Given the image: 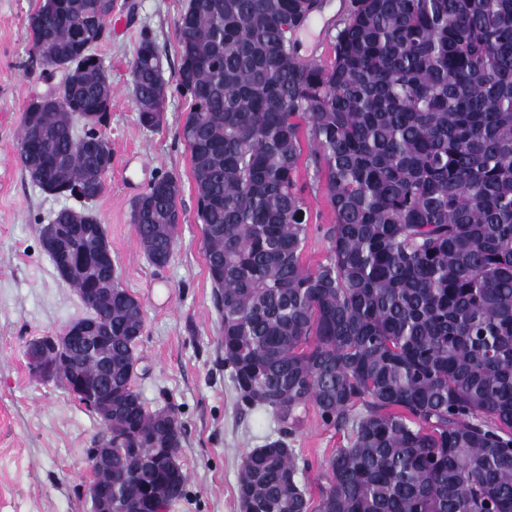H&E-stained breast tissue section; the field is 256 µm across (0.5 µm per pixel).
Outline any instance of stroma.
Returning a JSON list of instances; mask_svg holds the SVG:
<instances>
[{"instance_id": "1", "label": "stroma", "mask_w": 512, "mask_h": 512, "mask_svg": "<svg viewBox=\"0 0 512 512\" xmlns=\"http://www.w3.org/2000/svg\"><path fill=\"white\" fill-rule=\"evenodd\" d=\"M343 0H328L322 14L298 32L304 57L325 59L324 30ZM122 33L99 44L108 70L112 106L104 132L112 144L105 191L89 206L107 231L120 283L143 305L145 328L134 386L148 410L175 406L184 427L178 456L186 496L171 512H241L237 483L243 454L276 435L275 419L238 403L220 350V318L213 307L190 152L180 131L189 101L169 91L160 128L140 125L131 64L143 35L159 46L163 75L178 67V19L186 0H116ZM38 0H0V512H89L82 494L89 453L102 435L95 414L58 382L27 368L26 348L85 312L78 295L57 276L42 248L41 228L81 201L51 195L23 176L17 162L23 111L44 91L42 64L30 54L27 19ZM169 174L181 186V221L174 254L154 267L131 220L133 199L154 177ZM311 215L303 263L313 268L328 251L331 212L323 193H310ZM346 433L309 412L291 439L309 468L303 478L318 498L322 466Z\"/></svg>"}]
</instances>
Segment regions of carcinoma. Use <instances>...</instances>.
Returning a JSON list of instances; mask_svg holds the SVG:
<instances>
[{
  "mask_svg": "<svg viewBox=\"0 0 512 512\" xmlns=\"http://www.w3.org/2000/svg\"><path fill=\"white\" fill-rule=\"evenodd\" d=\"M110 0H40L32 51L55 63L64 102L22 119L18 162L47 192L99 197L102 157L76 137L112 96L105 67L80 58L75 30ZM318 0H187L177 22L176 91L197 187V221L220 348L239 403L280 435L247 451L237 484L250 512H512V0H345L322 63L294 32ZM153 38L135 51L140 124L160 127ZM309 150L303 152V141ZM314 183L301 181V168ZM333 220L324 261L302 264L306 192ZM176 178L132 203L148 260L170 262L181 214ZM62 209L41 230L50 260ZM100 238L73 239L62 281L98 296L112 329V475L119 500L183 498L171 464L175 409L150 411L132 386L141 303L96 264ZM97 365L76 349L66 383ZM360 416L353 414L357 405ZM345 431L317 504L288 446L309 408Z\"/></svg>",
  "mask_w": 512,
  "mask_h": 512,
  "instance_id": "obj_1",
  "label": "carcinoma"
}]
</instances>
